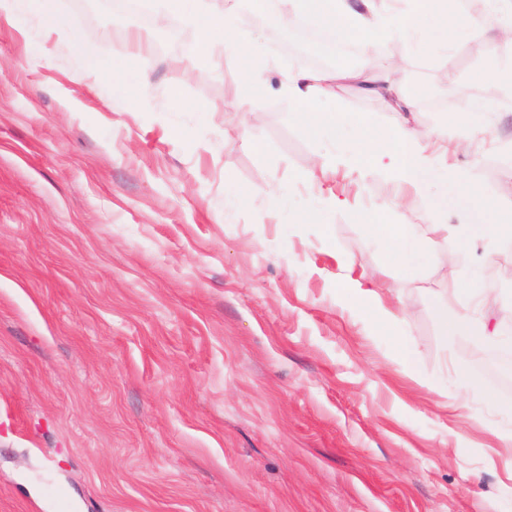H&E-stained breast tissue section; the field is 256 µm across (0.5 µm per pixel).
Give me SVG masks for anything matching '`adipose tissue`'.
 <instances>
[{
	"label": "adipose tissue",
	"instance_id": "ef3b65f1",
	"mask_svg": "<svg viewBox=\"0 0 512 512\" xmlns=\"http://www.w3.org/2000/svg\"><path fill=\"white\" fill-rule=\"evenodd\" d=\"M378 0H288L289 13L309 14L312 21L329 26L339 34L356 36L362 56H369L380 46L383 37L394 34L405 39L414 52L426 54L432 49H447L458 36L455 30H438L430 14L432 0H404L396 13L380 10ZM493 12L500 19L491 30L492 38L503 50L488 61L489 78L483 86L494 85L495 74L512 71V0H492ZM161 7L172 12L195 28L201 38V55L205 58L223 55L227 50L249 53L248 44L237 38L233 9L218 14L210 9L209 0H161ZM340 82L358 84L361 91L377 98L383 106L398 115V123L376 131L371 119L360 117L345 124L339 112L331 107L333 86ZM281 91L300 111L319 105L322 120L320 131L329 139L342 143L337 160L360 175L380 172L392 175L405 192L424 196L439 183L451 180L473 185L470 175L457 173L456 157L467 152L471 141L489 134L488 116L498 111L500 97L478 95L472 102L471 121L458 138L448 140L437 132L417 129L412 124L415 99L404 86L390 75L368 73L365 68H341L332 72H297L286 76ZM385 208L372 206L365 219L370 232L382 237L387 244L390 260L406 271L416 270L426 247H438L447 241L449 233L466 238L468 243L491 237L507 238L503 225L490 222L484 204L474 203L459 215L457 226L447 223L388 224L383 217Z\"/></svg>",
	"mask_w": 512,
	"mask_h": 512
}]
</instances>
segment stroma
I'll use <instances>...</instances> for the list:
<instances>
[{
    "label": "stroma",
    "mask_w": 512,
    "mask_h": 512,
    "mask_svg": "<svg viewBox=\"0 0 512 512\" xmlns=\"http://www.w3.org/2000/svg\"><path fill=\"white\" fill-rule=\"evenodd\" d=\"M54 9V31L0 17V512H59L54 484L68 512H512V388L481 366L512 351V282L479 283L496 342L442 337L433 308L456 277L401 270L359 219L385 204L391 223L432 224L468 188L407 195L341 166L303 180L335 145L280 94L298 65L268 24L236 25L263 58L249 88V60L203 59L191 27L157 51L177 18L156 2L146 24L111 0ZM81 30L90 63L72 49ZM492 52L477 30L371 68L409 87L416 124L453 138L471 112L459 90ZM115 61L138 76L122 93ZM333 105L395 122L350 85ZM457 166L503 219L512 105ZM364 271L404 319L352 294ZM461 368L482 395L463 396Z\"/></svg>",
    "instance_id": "obj_1"
}]
</instances>
